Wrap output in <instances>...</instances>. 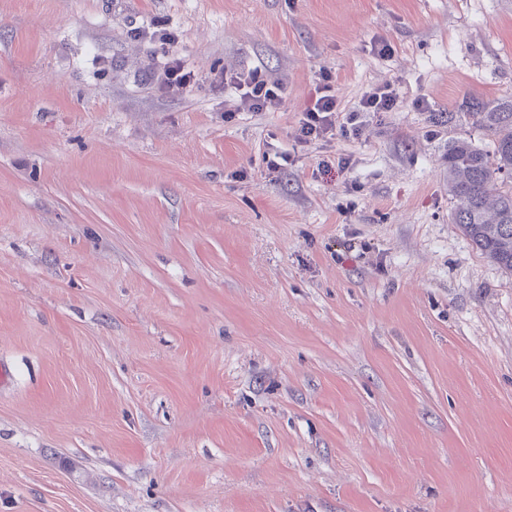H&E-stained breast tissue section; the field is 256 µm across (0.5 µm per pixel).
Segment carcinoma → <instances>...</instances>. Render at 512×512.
Masks as SVG:
<instances>
[{
    "instance_id": "1",
    "label": "carcinoma",
    "mask_w": 512,
    "mask_h": 512,
    "mask_svg": "<svg viewBox=\"0 0 512 512\" xmlns=\"http://www.w3.org/2000/svg\"><path fill=\"white\" fill-rule=\"evenodd\" d=\"M465 116L487 134L489 143L479 147L461 136L448 141L452 223L512 273V97L471 105Z\"/></svg>"
}]
</instances>
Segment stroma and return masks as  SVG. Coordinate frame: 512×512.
Returning a JSON list of instances; mask_svg holds the SVG:
<instances>
[{"instance_id": "stroma-1", "label": "stroma", "mask_w": 512, "mask_h": 512, "mask_svg": "<svg viewBox=\"0 0 512 512\" xmlns=\"http://www.w3.org/2000/svg\"><path fill=\"white\" fill-rule=\"evenodd\" d=\"M324 73L399 107L298 144ZM510 95L512 0H0V512H512V275L444 160L486 138L432 120ZM166 42H161L160 45L164 50L163 68L158 80L160 84L165 85H190L194 80V73L185 69V66L178 55L169 51V47L166 46ZM224 89H230L240 100V109L248 112H275L287 95V86L281 80H272L260 68L222 76Z\"/></svg>"}]
</instances>
